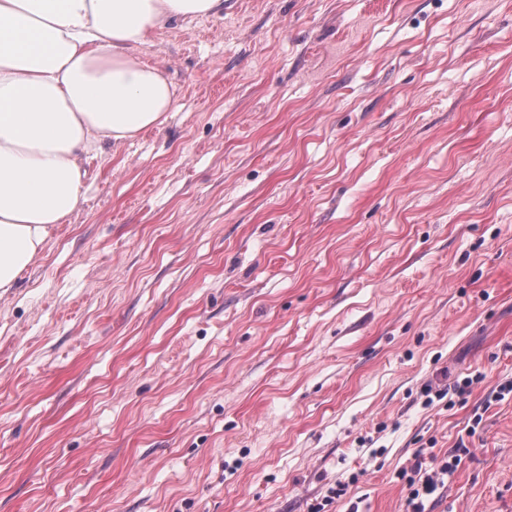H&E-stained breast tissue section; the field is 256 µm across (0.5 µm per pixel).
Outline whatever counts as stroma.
Masks as SVG:
<instances>
[{
  "label": "stroma",
  "instance_id": "1",
  "mask_svg": "<svg viewBox=\"0 0 512 512\" xmlns=\"http://www.w3.org/2000/svg\"><path fill=\"white\" fill-rule=\"evenodd\" d=\"M0 294V512H512V0H224ZM470 389L426 404L425 385ZM461 462L460 454L448 453L442 457L431 454L429 462L424 453L416 454L409 470L398 474L409 488L407 498L408 512H427L426 503L434 496L439 497L448 488V480Z\"/></svg>",
  "mask_w": 512,
  "mask_h": 512
}]
</instances>
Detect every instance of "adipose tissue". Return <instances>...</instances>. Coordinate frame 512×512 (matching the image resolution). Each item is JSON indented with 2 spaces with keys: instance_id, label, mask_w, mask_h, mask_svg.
Returning <instances> with one entry per match:
<instances>
[{
  "instance_id": "adipose-tissue-1",
  "label": "adipose tissue",
  "mask_w": 512,
  "mask_h": 512,
  "mask_svg": "<svg viewBox=\"0 0 512 512\" xmlns=\"http://www.w3.org/2000/svg\"><path fill=\"white\" fill-rule=\"evenodd\" d=\"M224 0H0V294L84 201L86 160L163 126L176 86L139 53Z\"/></svg>"
}]
</instances>
